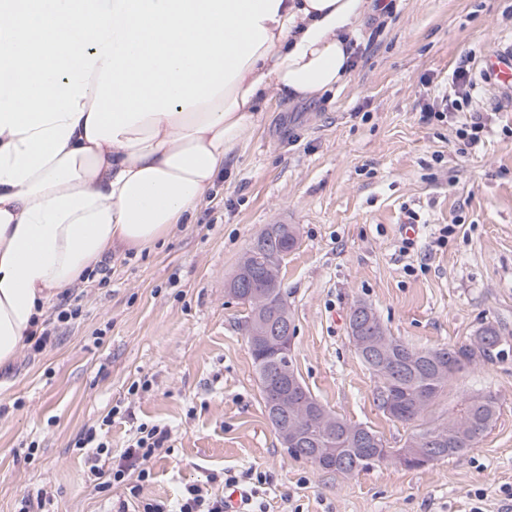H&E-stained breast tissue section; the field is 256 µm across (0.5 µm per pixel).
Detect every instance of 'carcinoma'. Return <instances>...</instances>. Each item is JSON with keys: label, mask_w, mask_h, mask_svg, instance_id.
<instances>
[{"label": "carcinoma", "mask_w": 512, "mask_h": 512, "mask_svg": "<svg viewBox=\"0 0 512 512\" xmlns=\"http://www.w3.org/2000/svg\"><path fill=\"white\" fill-rule=\"evenodd\" d=\"M280 234L273 238L254 242L259 254L267 255L288 252L293 248L296 234L291 227L279 225ZM484 346L461 344L419 350L401 340L385 354L386 370L377 371L380 380L378 388L379 406L387 416L401 422H414L425 416L434 405L448 383L465 369L481 362L491 361L501 355L502 338L499 330L488 324L477 330ZM422 393L427 401L415 407L414 401ZM499 412V399L491 392H472L461 397L456 405L455 416L448 419V440L437 449L438 459L464 455L474 448L459 436V427L467 420L489 430L496 422ZM354 423L336 418V431L326 436H317L323 448H340L346 454H353L356 470H368L380 463L373 454L362 452L348 443L345 433Z\"/></svg>", "instance_id": "cac0c4a2"}]
</instances>
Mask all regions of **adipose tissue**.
<instances>
[{
    "label": "adipose tissue",
    "mask_w": 512,
    "mask_h": 512,
    "mask_svg": "<svg viewBox=\"0 0 512 512\" xmlns=\"http://www.w3.org/2000/svg\"><path fill=\"white\" fill-rule=\"evenodd\" d=\"M380 0H0V366L189 223L269 99L341 89Z\"/></svg>",
    "instance_id": "obj_1"
}]
</instances>
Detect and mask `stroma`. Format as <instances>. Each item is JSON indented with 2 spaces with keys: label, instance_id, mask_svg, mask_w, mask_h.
I'll use <instances>...</instances> for the list:
<instances>
[{
  "label": "stroma",
  "instance_id": "obj_1",
  "mask_svg": "<svg viewBox=\"0 0 512 512\" xmlns=\"http://www.w3.org/2000/svg\"><path fill=\"white\" fill-rule=\"evenodd\" d=\"M504 40L512 0H391L363 23L345 87L262 106L191 223L153 251L113 259L52 345L0 367V512L40 489L50 512H138L192 484L224 494L227 472L265 512H512V99L476 87L444 120L421 113L441 109L463 55ZM475 116L484 131L472 147L458 131ZM407 216L421 228L411 241ZM269 224L297 229L281 268L297 372L327 409L388 447L414 427L380 408L378 379L350 340L352 307L368 305L388 335L419 349L500 328L503 354L459 374L425 416L447 419L465 393L497 394L498 419L477 447L420 469L385 462L352 474L289 454L261 401L246 310L224 292ZM143 378L149 390L131 392ZM115 406L113 455L139 424L171 431L135 495L125 483L95 490L72 446Z\"/></svg>",
  "mask_w": 512,
  "mask_h": 512
}]
</instances>
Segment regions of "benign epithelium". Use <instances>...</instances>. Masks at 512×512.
<instances>
[{"mask_svg":"<svg viewBox=\"0 0 512 512\" xmlns=\"http://www.w3.org/2000/svg\"><path fill=\"white\" fill-rule=\"evenodd\" d=\"M253 260V251L243 255L233 279L225 286V291L237 299L243 296L251 304L252 313L244 322L248 345L265 346L269 351L272 374L284 384L297 386L299 378L288 358L294 343L288 302L282 290L260 286L254 277ZM349 318L353 324L352 342L357 355L371 367H378L376 355L393 347L385 329L371 308L362 303L352 308ZM268 411L270 421L284 447L294 454L313 458L323 466L336 468V454L325 448L312 447L311 439L314 431H331L336 425L335 419L324 413L317 404L299 401L289 396L286 391L268 399ZM446 435L445 428L430 430L421 440V447L412 453L380 448L377 455L403 466L414 460L417 466L425 467L432 462L435 447Z\"/></svg>","mask_w":512,"mask_h":512,"instance_id":"7a95c632","label":"benign epithelium"}]
</instances>
